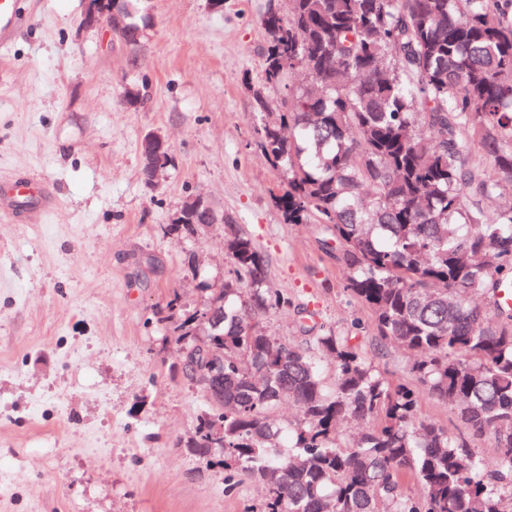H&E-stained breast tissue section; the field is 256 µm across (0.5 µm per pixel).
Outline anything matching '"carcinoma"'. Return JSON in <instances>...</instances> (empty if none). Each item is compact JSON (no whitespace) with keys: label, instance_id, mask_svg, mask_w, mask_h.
<instances>
[{"label":"carcinoma","instance_id":"obj_1","mask_svg":"<svg viewBox=\"0 0 512 512\" xmlns=\"http://www.w3.org/2000/svg\"><path fill=\"white\" fill-rule=\"evenodd\" d=\"M129 45L151 17L115 0ZM267 33L256 144L287 175L289 224H313L379 336L466 427L418 416L419 393L377 375L349 338L277 341L261 319L285 304L267 262L229 220L232 276L211 290L224 346L183 447L262 485L246 512H512V0H286ZM284 87L277 103L267 90ZM163 320L193 346L178 295ZM335 372L328 389L323 362ZM301 420L282 443L277 415ZM371 426L349 445L338 423ZM224 429L216 444L214 426ZM489 439L493 460L471 442ZM421 493L405 492L408 479Z\"/></svg>","mask_w":512,"mask_h":512}]
</instances>
